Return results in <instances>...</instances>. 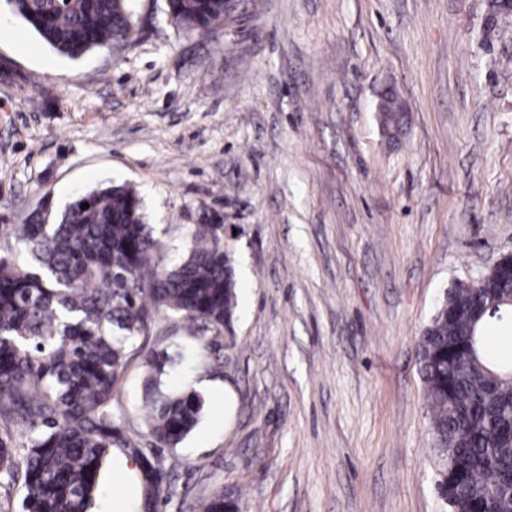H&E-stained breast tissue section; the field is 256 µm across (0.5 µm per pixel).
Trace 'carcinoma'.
<instances>
[{"label": "carcinoma", "instance_id": "cac0c4a2", "mask_svg": "<svg viewBox=\"0 0 512 512\" xmlns=\"http://www.w3.org/2000/svg\"><path fill=\"white\" fill-rule=\"evenodd\" d=\"M44 43L77 60L129 44L133 0H7ZM170 18L190 32L224 23L231 0H166ZM396 98L378 121L398 131ZM89 207L83 209L81 205ZM6 235L30 255L0 256V481L23 477V512H89L112 450L131 458L141 512H158L166 477L163 451L198 425L205 397L165 388L164 376L203 360L224 364L217 337L235 308L234 269L219 216L185 225L176 262L145 222L138 193L110 186L75 196L47 217L38 211ZM487 291L461 283L437 306L418 341V370L430 411L434 450L448 493L467 512H512V383L488 352L485 333L509 326V307L490 314ZM180 315L186 338L148 347L156 317ZM215 338L202 344V334ZM143 357V423L125 425L114 392ZM25 440L16 441L17 435ZM224 512V492L197 501Z\"/></svg>", "mask_w": 512, "mask_h": 512}]
</instances>
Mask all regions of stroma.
<instances>
[{
    "label": "stroma",
    "instance_id": "1",
    "mask_svg": "<svg viewBox=\"0 0 512 512\" xmlns=\"http://www.w3.org/2000/svg\"><path fill=\"white\" fill-rule=\"evenodd\" d=\"M491 0H236L190 34L135 0L123 50L61 56L0 0V225L42 197L130 185L170 245L220 214L238 305L198 426L165 451L160 512H448L417 341L512 252V16ZM394 88L389 139L375 103ZM134 360L114 401L143 412ZM113 452L91 512H139Z\"/></svg>",
    "mask_w": 512,
    "mask_h": 512
}]
</instances>
